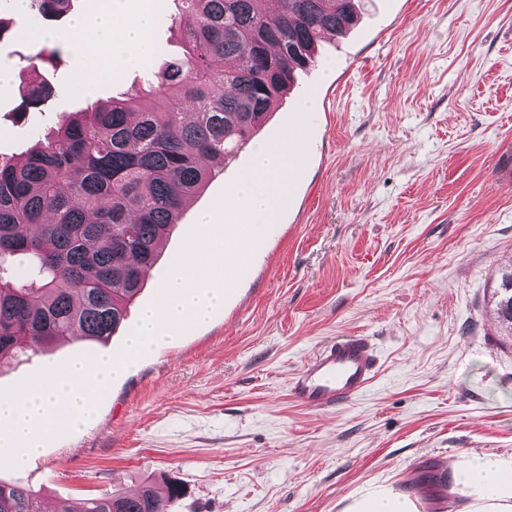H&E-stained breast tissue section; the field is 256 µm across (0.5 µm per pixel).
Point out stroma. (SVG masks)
Listing matches in <instances>:
<instances>
[{"label":"stroma","instance_id":"obj_1","mask_svg":"<svg viewBox=\"0 0 512 512\" xmlns=\"http://www.w3.org/2000/svg\"><path fill=\"white\" fill-rule=\"evenodd\" d=\"M357 24L319 44L266 123L185 206L124 323L104 343L59 342L0 366V390L103 355L124 358L142 311L162 302L172 265L193 241H234L233 199L255 147L302 128L286 200L251 241L247 271L211 288L207 321L145 351L101 389L94 412L40 440L28 467L0 482L30 487L44 512L62 502L181 487L169 512H348L376 486L417 498L419 512H458L459 485L426 484L468 449L512 457V348L486 306L512 255V0H361ZM98 0L44 21L0 16V153L19 155L65 113L155 82L182 53L156 19L150 67L113 65L95 96L63 34ZM39 32L59 34L62 62L41 78L56 93L29 110L21 57ZM212 221L202 225L201 213ZM365 336L380 369L333 413L307 409L288 378L322 345Z\"/></svg>","mask_w":512,"mask_h":512}]
</instances>
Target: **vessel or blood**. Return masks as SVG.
I'll use <instances>...</instances> for the list:
<instances>
[{
  "instance_id": "obj_1",
  "label": "vessel or blood",
  "mask_w": 512,
  "mask_h": 512,
  "mask_svg": "<svg viewBox=\"0 0 512 512\" xmlns=\"http://www.w3.org/2000/svg\"><path fill=\"white\" fill-rule=\"evenodd\" d=\"M376 372L377 357L369 341L344 336L325 344L292 373L289 394L304 407L333 411L362 394Z\"/></svg>"
}]
</instances>
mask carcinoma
<instances>
[{"mask_svg": "<svg viewBox=\"0 0 512 512\" xmlns=\"http://www.w3.org/2000/svg\"><path fill=\"white\" fill-rule=\"evenodd\" d=\"M72 0H29L43 20ZM182 56L155 87L61 119L22 157L0 154V360L58 339L105 341L140 294L143 271L180 211L263 124L316 45L350 30L357 0H167ZM43 45L34 70L60 56ZM55 93L26 89L37 106ZM512 259L490 293L502 344L512 340ZM180 488L61 504L56 512H167ZM0 512H42L36 495L0 484Z\"/></svg>", "mask_w": 512, "mask_h": 512, "instance_id": "carcinoma-1", "label": "carcinoma"}]
</instances>
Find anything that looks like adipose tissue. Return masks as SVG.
<instances>
[{"mask_svg": "<svg viewBox=\"0 0 512 512\" xmlns=\"http://www.w3.org/2000/svg\"><path fill=\"white\" fill-rule=\"evenodd\" d=\"M129 0H103L93 18L73 19L66 34L85 60L86 78L81 86L92 91L100 74V53L109 61L139 64L153 54L154 14L152 9L130 13ZM299 153L283 146L257 147L255 163L239 183L238 193L245 206L241 223H252L255 216L272 217L283 197L288 172L298 164ZM452 469L467 499L460 512H512V458L500 459L469 451Z\"/></svg>", "mask_w": 512, "mask_h": 512, "instance_id": "adipose-tissue-1", "label": "adipose tissue"}]
</instances>
